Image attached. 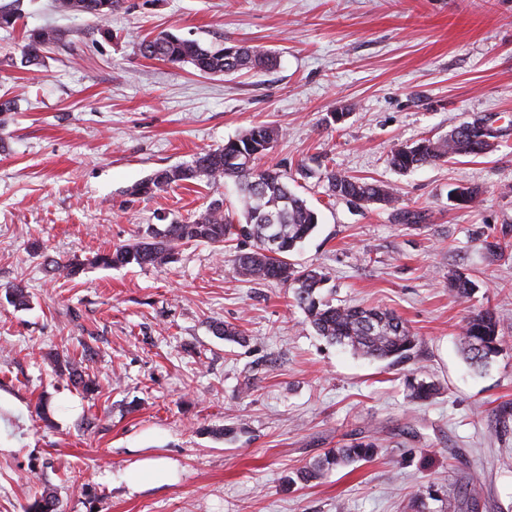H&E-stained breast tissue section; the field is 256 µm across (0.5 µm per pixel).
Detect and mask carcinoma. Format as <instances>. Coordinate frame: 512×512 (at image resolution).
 I'll return each mask as SVG.
<instances>
[{"mask_svg":"<svg viewBox=\"0 0 512 512\" xmlns=\"http://www.w3.org/2000/svg\"><path fill=\"white\" fill-rule=\"evenodd\" d=\"M62 14H85L106 20L116 11L121 0H54ZM20 0H0V29H13L21 17ZM63 40L61 30L51 27L30 29L24 37L21 65L38 67L43 64V50ZM141 56L172 65L189 63L205 75L232 76L242 71H258L274 65L271 51L257 45L212 43L203 45L196 40L162 31L144 38L138 47ZM282 131L273 125H256L228 139L224 145L199 153L189 164H179L155 170L127 189L131 196H155L173 186L197 185L204 182L217 185L233 180L240 191L241 216L244 224H233L234 218L216 198L193 218L149 227L132 241L114 246L107 252H97L84 260L55 263V271L74 278L87 266L119 268L127 265L162 266L174 262L180 246L206 243L222 248L235 232L249 229L248 237L254 249L236 255L238 275L254 282L279 281L292 290L296 305L304 312L307 323L329 342L348 347L361 356L387 361L391 365L408 358L417 337L408 324L395 313L363 306L335 305L323 300L318 293L325 275L316 269L299 267L290 256L316 230L319 219L288 183V176L276 168H262L258 160ZM489 152L481 135L466 124L455 127L444 137L423 138L392 152L390 165L403 173L417 168L446 162L457 156L479 157ZM327 195L355 205L390 206L394 202L393 188L379 180L369 181L328 169L323 173ZM460 192L457 206L469 208L477 204L482 192L474 186H457L449 193ZM394 219L399 224H421L425 214L414 209H398ZM275 238V245L266 241ZM477 285L467 276L456 273L448 277V290L458 299L466 300ZM504 337L499 333V321L486 310L469 317L461 332L460 345L469 364L477 369L486 367L501 350ZM71 384L85 392L92 385L85 380L82 367L66 364ZM410 397L426 402L437 394V387L424 380L409 382ZM379 444L372 439L353 441L327 452L302 475V479L318 478L324 471L369 460L376 456ZM27 512H59L55 495L43 492L31 503Z\"/></svg>","mask_w":512,"mask_h":512,"instance_id":"carcinoma-1","label":"carcinoma"}]
</instances>
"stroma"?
<instances>
[{
	"label": "stroma",
	"mask_w": 512,
	"mask_h": 512,
	"mask_svg": "<svg viewBox=\"0 0 512 512\" xmlns=\"http://www.w3.org/2000/svg\"><path fill=\"white\" fill-rule=\"evenodd\" d=\"M23 10L24 29L66 39L31 71L24 29L0 30V96L17 101L0 128V396L20 406L0 428L15 444L0 454V512H25L47 488L62 512H416L418 500L423 512H512V420L499 419L512 405V0H123L103 24L53 0ZM162 30L263 45L277 63L228 80L143 58L142 39ZM477 119L492 152L391 168L394 149ZM256 123L283 132L262 165L319 214L293 262L323 271L334 302L405 319L418 344L404 362L327 343L288 286L236 274L232 256L252 248L241 235L221 251L184 245L164 267L52 271L215 198L238 211L230 181L126 190ZM327 168L391 184L394 205L329 198ZM457 185L480 187V205L451 202ZM399 208L427 219L397 223ZM458 272L478 285L465 302L448 293ZM15 284L29 307L7 301ZM483 310L506 343L476 371L459 335ZM219 322L241 342L216 336ZM86 346L90 395L47 360ZM412 377L439 395L411 402ZM363 436L380 444L374 460L296 481ZM145 458L175 462L177 481L130 491L122 475Z\"/></svg>",
	"instance_id": "1"
}]
</instances>
